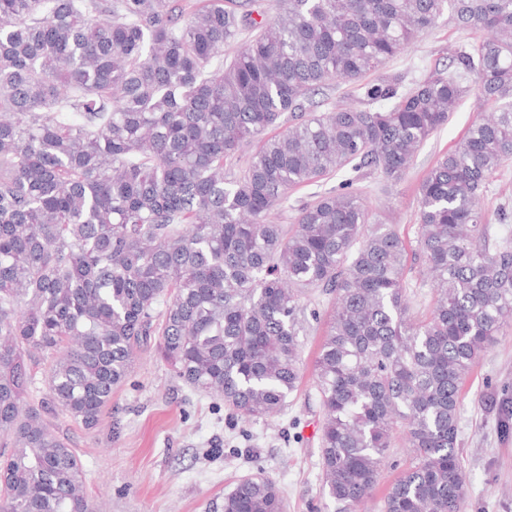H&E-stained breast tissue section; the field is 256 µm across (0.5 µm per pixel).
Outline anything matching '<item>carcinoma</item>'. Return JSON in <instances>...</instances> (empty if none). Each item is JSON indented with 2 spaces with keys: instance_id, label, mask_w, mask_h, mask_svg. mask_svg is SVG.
<instances>
[{
  "instance_id": "1",
  "label": "carcinoma",
  "mask_w": 512,
  "mask_h": 512,
  "mask_svg": "<svg viewBox=\"0 0 512 512\" xmlns=\"http://www.w3.org/2000/svg\"><path fill=\"white\" fill-rule=\"evenodd\" d=\"M199 2L0 0V512H93L47 411L97 427L153 336L174 374L234 417L281 413L309 290L334 297L314 391L336 512H361L398 435L413 460L381 512H466L462 387L512 325V240L490 244L480 208L512 160V0H277L272 16L258 0ZM447 11L484 33L455 68L362 83ZM469 74L495 111L421 182L434 292L419 317L405 240L370 223L349 184L289 226L269 215L288 190L347 167L398 185ZM338 81L361 105L312 111ZM31 361L47 387L36 402ZM495 409L512 435V396ZM222 512L285 503L248 475Z\"/></svg>"
}]
</instances>
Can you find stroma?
<instances>
[{
    "mask_svg": "<svg viewBox=\"0 0 512 512\" xmlns=\"http://www.w3.org/2000/svg\"><path fill=\"white\" fill-rule=\"evenodd\" d=\"M475 39L474 33L443 16L383 71L418 80L428 71L448 68L452 49ZM485 110L475 88H468L447 125L420 147L399 185L387 184L375 172L347 168L290 190L276 219L292 224L302 205L349 182L360 192L371 223L397 225L409 252H416L419 183ZM480 206L495 236L512 237V165ZM302 301L308 311L302 381L273 420H237L218 397L185 385L154 339L139 351L97 428L86 429L60 413L51 415L55 431L75 448L86 470L91 503L102 512H222L224 495L236 480L260 472L276 482L287 512H334V503L321 489L322 411L311 388L333 300L311 292ZM505 391L512 393V327L472 367L463 387L458 448L467 475V512H512V438L501 436L490 405L492 396Z\"/></svg>",
    "mask_w": 512,
    "mask_h": 512,
    "instance_id": "stroma-1",
    "label": "stroma"
}]
</instances>
